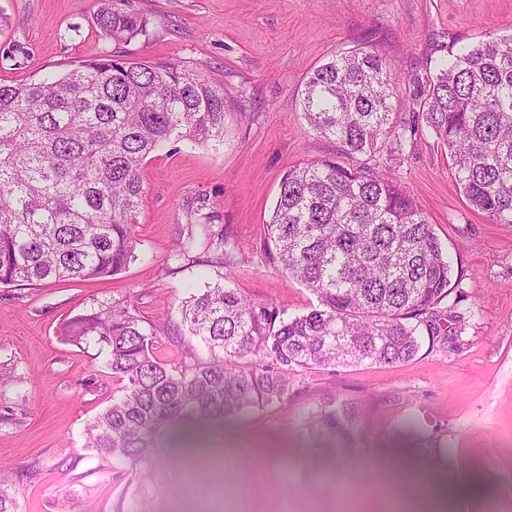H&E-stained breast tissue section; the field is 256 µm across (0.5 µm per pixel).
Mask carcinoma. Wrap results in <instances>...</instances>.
Instances as JSON below:
<instances>
[{
  "label": "carcinoma",
  "mask_w": 512,
  "mask_h": 512,
  "mask_svg": "<svg viewBox=\"0 0 512 512\" xmlns=\"http://www.w3.org/2000/svg\"><path fill=\"white\" fill-rule=\"evenodd\" d=\"M147 14L103 0L102 32L117 46L146 34ZM399 76L378 52L356 49L315 69L302 115L349 159L402 150L413 128L394 121ZM426 127L448 148L454 179L474 210L512 224V34L449 51L415 79ZM224 87L177 63L129 62L116 50L73 60L59 74L0 83V286L99 280L134 259L141 168L166 143L220 142ZM265 248L318 306L288 316L219 281L182 302L174 339L200 340L208 358L168 362L156 329L133 306L93 307L70 320L72 341L106 352L120 395L84 430V448L138 476L132 512H155L159 433L187 438L238 415L284 408L289 372L413 359L422 332L440 330L448 255L391 168L334 160L284 175ZM313 437L353 438L358 406L325 397L304 416ZM0 480V512H16Z\"/></svg>",
  "instance_id": "1"
}]
</instances>
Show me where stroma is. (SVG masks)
<instances>
[{"mask_svg":"<svg viewBox=\"0 0 512 512\" xmlns=\"http://www.w3.org/2000/svg\"><path fill=\"white\" fill-rule=\"evenodd\" d=\"M100 0H0V82L59 71L71 60L111 54L96 23ZM150 18L126 45L132 62H178L224 86V141L170 142L141 173L144 194L135 261L102 280L0 288V466L19 474L17 512H128L132 471L87 458L84 429L121 383L97 346L75 343L67 322L90 308L124 302L149 325L176 317L189 291L227 277L248 300L306 313L316 296L289 280L263 252L264 225L285 173L303 163L340 160L335 141L302 115L308 76L332 57L368 47L395 63L399 121L419 111L415 77L451 46L512 33V0H129ZM390 166L426 214L452 262L461 301L446 318L456 347L422 340L394 365L295 373L287 408L225 422L206 438L224 456L188 491L182 462L155 468L157 512H512V224L468 206L448 150L419 127ZM242 245L237 263L215 267L201 226ZM196 247L176 257L182 238ZM356 402L363 432L340 445L337 487L311 460L304 414L323 397ZM416 416L425 440L394 441ZM39 469L33 478L24 472ZM287 472H280V464ZM416 471L399 484L396 473ZM289 475L292 491L280 487Z\"/></svg>","mask_w":512,"mask_h":512,"instance_id":"obj_1","label":"stroma"}]
</instances>
